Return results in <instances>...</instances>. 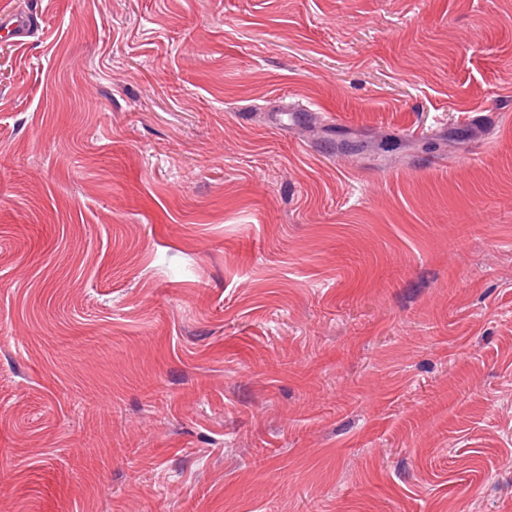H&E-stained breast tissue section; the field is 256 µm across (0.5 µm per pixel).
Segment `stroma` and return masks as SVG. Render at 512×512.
<instances>
[{
    "label": "stroma",
    "mask_w": 512,
    "mask_h": 512,
    "mask_svg": "<svg viewBox=\"0 0 512 512\" xmlns=\"http://www.w3.org/2000/svg\"><path fill=\"white\" fill-rule=\"evenodd\" d=\"M16 14L0 512H512V0Z\"/></svg>",
    "instance_id": "35a3bbf8"
}]
</instances>
